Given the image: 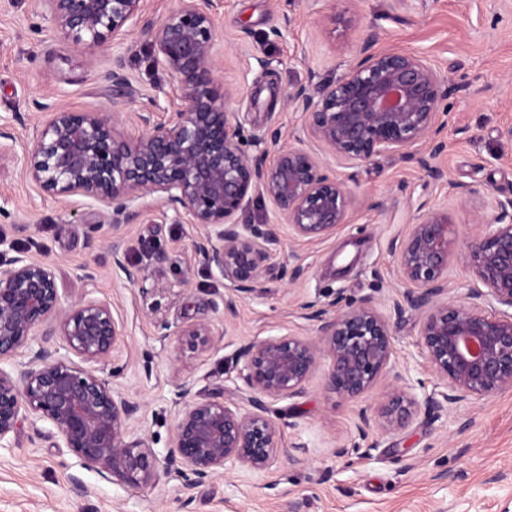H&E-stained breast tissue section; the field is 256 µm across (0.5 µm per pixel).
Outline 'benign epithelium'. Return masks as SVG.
Wrapping results in <instances>:
<instances>
[{"mask_svg":"<svg viewBox=\"0 0 512 512\" xmlns=\"http://www.w3.org/2000/svg\"><path fill=\"white\" fill-rule=\"evenodd\" d=\"M145 0H44L64 39L75 46L120 42L140 25ZM153 62L175 82L181 108L165 122L150 98L135 113L130 134L98 112L49 113L33 143L23 148L22 174L54 197L81 194L112 207V230L132 223L130 203L144 195L185 215L201 235L195 249L203 264L227 281L224 312H235L271 269L279 226L297 238L322 240L346 223L353 197L311 152L281 147L272 161L247 149L240 126L226 108L237 89L213 76L218 29L212 0H179L158 27L150 28ZM376 37L362 43L357 60L334 82L299 84L288 100L304 117V130L336 160L360 165L372 158L407 154L428 174L443 172L430 159L444 148L438 135L446 78L422 56L375 51ZM16 153L10 125L0 124V157ZM267 198L277 221L242 224L251 200ZM466 242L470 284L448 300V261L454 222L446 209L424 214L404 236L392 239L404 291L388 304L371 298L348 302L343 294L326 304L301 305L317 323L315 339L286 334L250 341L234 367L250 408L232 399L205 397L177 413L170 465L183 488L221 471H265L281 448V428L267 402L301 395L329 361L327 388L351 399L367 393L392 368V321L419 314L418 345L436 379L435 390L418 395L396 385L372 412H360L357 432L384 433L407 427L421 411L440 413L461 403L512 390V196L496 201L491 217ZM113 263L128 281L140 268L112 244ZM49 326L65 354L33 345L35 329ZM174 335L182 347L206 352L218 335L210 323H188ZM121 336L110 307L94 299L69 301L52 264L25 251L0 258V359L30 351L25 368L0 369V442L28 415L50 422L85 466L134 487L155 485L160 462L131 421L139 404L98 375Z\"/></svg>","mask_w":512,"mask_h":512,"instance_id":"benign-epithelium-1","label":"benign epithelium"}]
</instances>
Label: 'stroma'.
<instances>
[{"label": "stroma", "mask_w": 512, "mask_h": 512, "mask_svg": "<svg viewBox=\"0 0 512 512\" xmlns=\"http://www.w3.org/2000/svg\"><path fill=\"white\" fill-rule=\"evenodd\" d=\"M177 4L147 0V26L116 50L67 42L42 0H0V118L17 141H31L51 110L124 122L152 96L162 106L158 120L177 111L174 83L154 65L149 33ZM215 13V75L238 88L228 109L244 138L261 139L271 155L279 145L297 146L302 134L304 118L288 102L292 88L313 76L336 80L368 34H378L379 47L427 58L452 89L445 147L434 160L445 177L431 179L414 157L400 154L335 166L354 197L346 224L321 241L282 231L271 271L228 317L224 282L195 250L200 229L179 223L156 196L136 200V220L116 233L110 208L79 194H43L22 178L19 158L1 157L0 240L53 264L69 300L110 306L122 335L102 375L139 403L132 426L161 460L172 452L184 405L180 383L191 381L196 395L245 402L234 368L243 343L288 333L315 337L317 326L301 309L306 301L326 303L340 293L390 302L403 290L390 243L425 209L447 208L462 243L478 231V217L512 194V138L504 134L512 125V0H220ZM276 27L284 31L278 40L269 36ZM118 62L131 81L122 94L112 86ZM452 182L478 192L461 199L450 193ZM381 198L388 209L372 210ZM116 236L141 269L138 283L112 262ZM298 262L307 272L289 282ZM87 267L94 282L82 277ZM162 321L174 328L208 322L220 334L197 355L180 350L177 337L158 336ZM418 329L410 311L394 322L393 368L358 399L329 390L323 364L301 396L269 403L281 415L285 452L268 470L221 472L188 491L166 472L143 488L102 478L81 465L52 424L23 421L9 447H0V512H512V391L438 417L418 415L402 431L373 432L377 448H360V410L374 408L397 375L434 384L416 346ZM76 480L83 495L72 491Z\"/></svg>", "instance_id": "1"}]
</instances>
